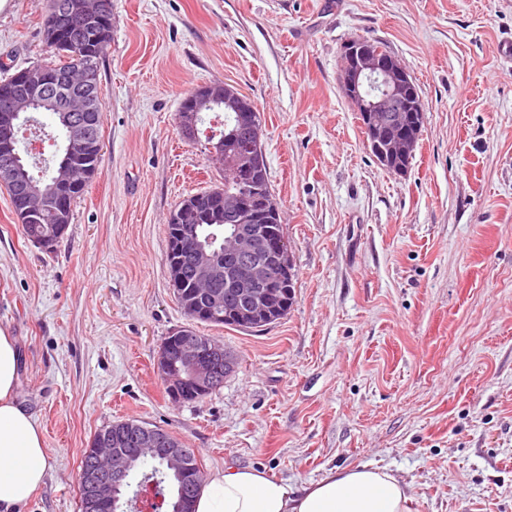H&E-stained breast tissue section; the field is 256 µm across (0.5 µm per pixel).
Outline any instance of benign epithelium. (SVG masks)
I'll use <instances>...</instances> for the list:
<instances>
[{"instance_id":"7a95c632","label":"benign epithelium","mask_w":512,"mask_h":512,"mask_svg":"<svg viewBox=\"0 0 512 512\" xmlns=\"http://www.w3.org/2000/svg\"><path fill=\"white\" fill-rule=\"evenodd\" d=\"M53 27H64L73 34L104 29L111 18L110 0H54ZM340 83L346 98L353 103L362 125L371 133L372 148L379 149L380 163L386 157L414 153L424 112L414 81L401 63L390 53L379 50L374 54L349 41L342 53ZM46 101L55 111L69 116L80 113L70 126V139L51 191L59 206L68 205L63 188L72 184L67 157L76 155L86 145L91 125L100 110L101 98L97 83L85 79L73 80L64 71L49 76L38 68H26L11 79L0 83V174L15 184L19 166L17 127L22 114L40 101ZM248 150L225 165L230 177H241L262 159L260 113L253 110L246 122ZM20 191L28 202L22 219L35 222L40 217L38 206L48 190L41 185L25 184ZM274 207V200L256 193L251 197L224 202V265H219L214 253L203 245L189 252V264L201 282L224 277L232 286L231 297L238 305L235 321L249 324L257 312L279 310L282 304L280 288L290 264L291 254L286 241L267 245V237L251 220ZM229 353L224 344L212 337H200L181 331L163 343L157 354V370L173 399L183 401L210 390L220 369L216 364H228ZM105 459L93 461L79 475L80 485L91 506L121 501L123 489L130 486L136 463L160 458L171 477L181 479L192 474L195 483H202L201 470L193 456L180 441L161 429L136 425L130 432L109 436Z\"/></svg>"}]
</instances>
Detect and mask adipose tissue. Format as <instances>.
I'll return each mask as SVG.
<instances>
[{
	"label": "adipose tissue",
	"instance_id": "1",
	"mask_svg": "<svg viewBox=\"0 0 512 512\" xmlns=\"http://www.w3.org/2000/svg\"><path fill=\"white\" fill-rule=\"evenodd\" d=\"M22 356L0 330V512L27 501L43 485L47 449L32 412L19 399ZM412 487L369 465L337 467L297 486L252 468L225 467L200 488L195 512H416Z\"/></svg>",
	"mask_w": 512,
	"mask_h": 512
}]
</instances>
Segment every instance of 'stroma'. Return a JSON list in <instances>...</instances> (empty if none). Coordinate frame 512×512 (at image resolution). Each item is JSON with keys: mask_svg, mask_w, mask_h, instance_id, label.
<instances>
[{"mask_svg": "<svg viewBox=\"0 0 512 512\" xmlns=\"http://www.w3.org/2000/svg\"><path fill=\"white\" fill-rule=\"evenodd\" d=\"M48 0L0 12V80L47 57ZM379 40L415 81L408 169L372 153L340 84L344 45ZM512 0H112L99 65L102 161L53 251L0 187V329L48 448L12 512H79L94 433L134 420L192 448L204 475L251 467L295 485L370 463L417 512H512ZM260 112L296 273L287 316L257 332L191 323L166 224L223 182L176 115L196 88ZM194 326L238 360L174 402L155 360Z\"/></svg>", "mask_w": 512, "mask_h": 512, "instance_id": "35a3bbf8", "label": "stroma"}]
</instances>
